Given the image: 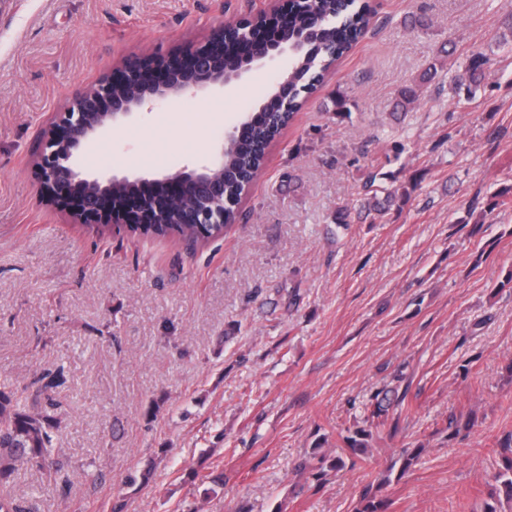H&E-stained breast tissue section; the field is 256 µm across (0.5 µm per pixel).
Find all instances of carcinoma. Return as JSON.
I'll return each instance as SVG.
<instances>
[{"instance_id":"cac0c4a2","label":"carcinoma","mask_w":512,"mask_h":512,"mask_svg":"<svg viewBox=\"0 0 512 512\" xmlns=\"http://www.w3.org/2000/svg\"><path fill=\"white\" fill-rule=\"evenodd\" d=\"M288 8L293 11L294 22L288 27V45L296 46L292 66L288 71V111L264 112L259 115L249 134L224 154V167L236 169L246 175L261 169L264 163L262 146L278 136L286 123L294 120L302 109L304 99L316 86L322 83L328 69L339 58L347 54L370 31L372 13L364 0H303L291 2ZM321 15L335 20V24L318 31L311 27L313 15ZM487 56L476 53L470 58L466 81L455 87V93L466 92L467 97L475 96L481 84ZM438 71L437 64L429 67L421 81L405 86L398 91L394 110L405 111L408 106L419 100L423 88L432 79V73ZM377 176L366 182V211L381 214L396 200H405L407 192L386 191L375 186ZM238 217V209L227 206L224 211V223L208 230V234L187 231L180 224L150 225L143 229H128V232L143 237H176L185 246L195 248L198 244L224 236ZM26 389L11 381L0 382V486L10 482L19 470L48 468L53 471L55 481L64 485L70 483L67 466L52 459L54 452L53 434L62 425L61 417L41 408V397L33 394L25 396ZM405 397L396 395L393 390H381L374 395L371 417L376 420L375 427L389 426L397 430V422L389 421V410L403 403ZM372 432L357 429L342 437L345 447L352 454H366ZM502 468L493 475L506 495L512 498V433L498 441ZM318 470L312 478L319 481L325 472L338 470L344 466L341 457L318 458ZM390 503L382 499L372 487H365L356 512H388Z\"/></svg>"}]
</instances>
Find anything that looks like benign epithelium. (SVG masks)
Instances as JSON below:
<instances>
[{"label": "benign epithelium", "instance_id": "obj_1", "mask_svg": "<svg viewBox=\"0 0 512 512\" xmlns=\"http://www.w3.org/2000/svg\"><path fill=\"white\" fill-rule=\"evenodd\" d=\"M265 20L241 17L230 24L239 30L241 54L232 61L240 81L254 64L290 58L288 0H270ZM221 25L211 37L186 49V67L158 70L131 65L124 75L99 80L74 93L70 105L44 131L46 148L37 158L41 190L56 201L72 202L80 223L93 224H222L224 223V151L250 128L244 116L222 143L191 171L162 179L119 177L110 168L85 174L76 157L79 148L153 106L188 94L228 86Z\"/></svg>", "mask_w": 512, "mask_h": 512}]
</instances>
